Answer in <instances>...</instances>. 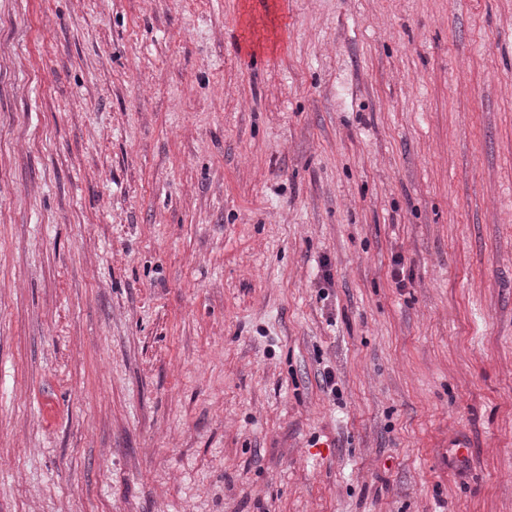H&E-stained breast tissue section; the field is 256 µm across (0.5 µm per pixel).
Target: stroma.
<instances>
[{
  "mask_svg": "<svg viewBox=\"0 0 512 512\" xmlns=\"http://www.w3.org/2000/svg\"><path fill=\"white\" fill-rule=\"evenodd\" d=\"M0 512H512V0H0Z\"/></svg>",
  "mask_w": 512,
  "mask_h": 512,
  "instance_id": "stroma-1",
  "label": "stroma"
}]
</instances>
